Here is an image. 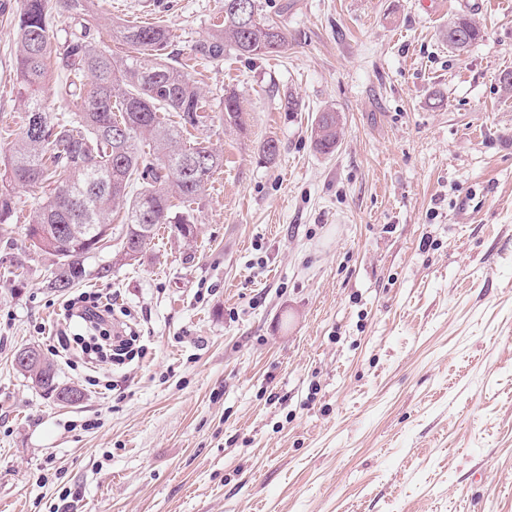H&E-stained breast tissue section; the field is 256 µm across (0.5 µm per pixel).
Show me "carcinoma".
Segmentation results:
<instances>
[{
  "label": "carcinoma",
  "instance_id": "cac0c4a2",
  "mask_svg": "<svg viewBox=\"0 0 512 512\" xmlns=\"http://www.w3.org/2000/svg\"><path fill=\"white\" fill-rule=\"evenodd\" d=\"M46 0H21L16 23V85L25 107L21 136L13 143L0 175V224L11 220V191L55 181L57 186L27 227L30 247L55 257L57 270L49 287L64 292L86 275L84 255L136 240L131 251L119 250L116 262L136 261L154 238L157 227L171 224L186 241L195 236L191 205L206 190L223 155L185 142L184 133L203 123L201 90L174 59L168 31L162 26H119L116 39L130 52L123 56L96 47L86 35L75 37L55 53L52 21ZM75 20L92 0H61ZM461 35L448 34V45L464 51L482 38L468 16L452 21ZM199 51L212 59L224 52L255 59L288 51V33L259 12L257 0H224V25L210 34ZM79 103L70 111L71 102ZM57 103L52 112L51 103ZM175 112L176 125L165 113ZM39 114L43 128L31 136L30 120ZM224 119L243 125L238 98L224 96ZM342 133L336 112H320L311 130L314 150H336ZM125 208V222L111 223L113 207ZM21 373L46 395L65 400L73 391L58 380L54 364Z\"/></svg>",
  "mask_w": 512,
  "mask_h": 512
}]
</instances>
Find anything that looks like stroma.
Wrapping results in <instances>:
<instances>
[{"label":"stroma","mask_w":512,"mask_h":512,"mask_svg":"<svg viewBox=\"0 0 512 512\" xmlns=\"http://www.w3.org/2000/svg\"><path fill=\"white\" fill-rule=\"evenodd\" d=\"M0 13V161L24 126L19 0ZM224 0H94L84 20L166 28L201 87L190 130L224 156L191 243L86 255L68 295L15 187L0 226V512H512V0H259L287 52L197 53ZM483 38L452 51L457 16ZM234 91L245 125L224 121ZM343 135L311 146L318 113ZM275 140L278 154L261 150ZM485 201L455 218L461 192ZM108 276H100L102 267ZM98 292L140 351L54 356L65 297ZM53 357L63 405L14 367ZM342 133L340 120L336 112L324 110L320 112L311 130L314 150L329 154L335 151Z\"/></svg>","instance_id":"obj_1"}]
</instances>
